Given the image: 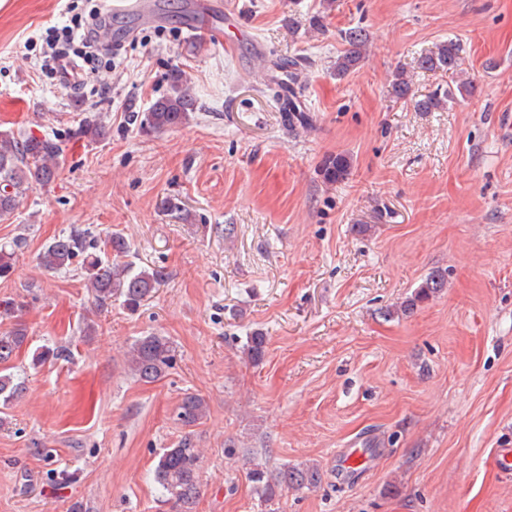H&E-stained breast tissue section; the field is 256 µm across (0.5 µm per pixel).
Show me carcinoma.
Segmentation results:
<instances>
[{"label": "carcinoma", "mask_w": 512, "mask_h": 512, "mask_svg": "<svg viewBox=\"0 0 512 512\" xmlns=\"http://www.w3.org/2000/svg\"><path fill=\"white\" fill-rule=\"evenodd\" d=\"M348 49L336 58L333 72L342 79L359 64L366 45V33L360 28L344 32ZM461 46L455 41L441 44L436 51L419 59V68L424 71H450L460 67ZM300 59L291 58L274 62V69L288 71V112L285 114L289 127L298 124L310 126L312 117L302 108L299 91L295 88L296 70ZM412 84L403 74H397L392 83V94L399 100L408 99ZM473 92L471 82L457 87V91H436L415 101V106L425 112L439 110L455 100L456 94ZM197 100L187 85L180 70L169 75V90L158 98L141 120L142 126L164 131L176 128L187 120L189 113L196 110ZM58 145L46 138L27 135L20 139L14 134L0 132V222L10 220L18 209L20 199L36 185L52 182L59 173ZM352 163L349 156L338 153L326 157L320 172L324 181L337 183L347 178ZM131 246L120 233H113L98 242L94 251L84 246L82 234L72 231L56 238L40 254L41 264L49 270L67 269L81 258L80 270L95 300L104 305L112 299L122 300L129 311L137 310L163 281L164 273L134 269V263L127 260ZM445 275L439 271L430 273L404 305V314L414 312L423 303L446 287ZM26 340L24 330L16 328L0 334V403L6 405L18 397L25 384L9 372L7 363ZM267 336L259 331L246 337L242 352L252 365L260 364L266 352ZM129 366L137 379L153 382L165 374L173 364V346L169 339L159 335L143 336L130 347ZM207 414L205 400L196 394L185 395L178 406V416L186 427L198 424ZM259 498L272 501L283 491L315 488L322 483L323 470L317 463L286 467L276 473L255 466L247 472ZM155 480L166 501L172 504L174 512H194L201 484V454L196 448L193 436L185 434L173 448L165 449L159 456L154 469Z\"/></svg>", "instance_id": "cac0c4a2"}]
</instances>
